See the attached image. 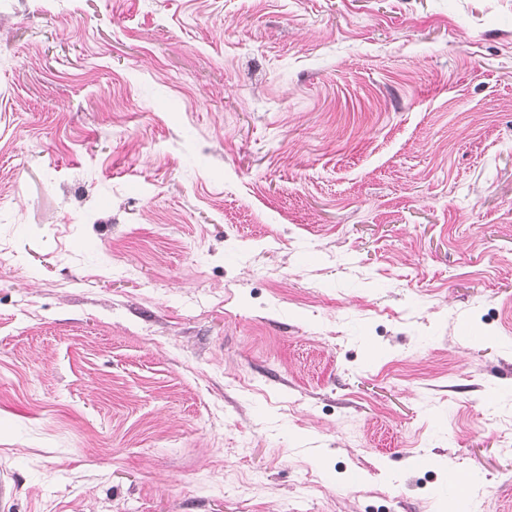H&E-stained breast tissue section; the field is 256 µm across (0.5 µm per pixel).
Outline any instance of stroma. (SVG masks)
<instances>
[{
    "instance_id": "1",
    "label": "stroma",
    "mask_w": 512,
    "mask_h": 512,
    "mask_svg": "<svg viewBox=\"0 0 512 512\" xmlns=\"http://www.w3.org/2000/svg\"><path fill=\"white\" fill-rule=\"evenodd\" d=\"M507 442L512 0H0V512H512Z\"/></svg>"
}]
</instances>
